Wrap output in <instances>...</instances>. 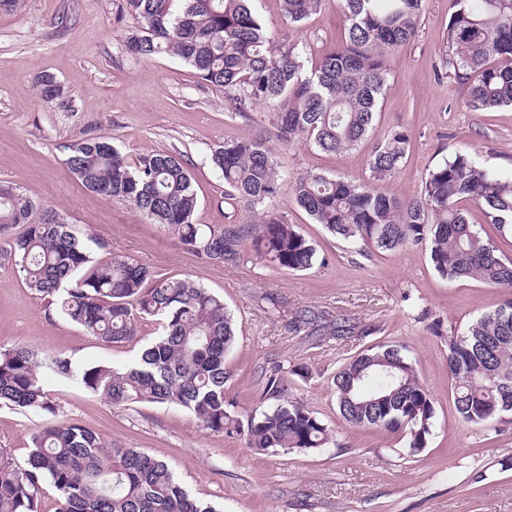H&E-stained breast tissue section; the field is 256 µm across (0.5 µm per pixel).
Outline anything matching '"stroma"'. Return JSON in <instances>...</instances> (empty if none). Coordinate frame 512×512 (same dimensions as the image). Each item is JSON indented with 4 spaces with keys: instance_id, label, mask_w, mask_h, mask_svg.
<instances>
[{
    "instance_id": "35a3bbf8",
    "label": "stroma",
    "mask_w": 512,
    "mask_h": 512,
    "mask_svg": "<svg viewBox=\"0 0 512 512\" xmlns=\"http://www.w3.org/2000/svg\"><path fill=\"white\" fill-rule=\"evenodd\" d=\"M123 0H18L0 12V181L37 205L56 209L112 255L133 258L166 277L192 280L223 298L237 340L224 358L226 398L236 414L264 400L266 374L278 363L294 397L336 432L339 447L313 452L255 454L241 436L205 430L186 409L141 403L115 406L72 380L47 377L59 417L106 442L166 461L190 495L218 512H512V424L492 432L457 413L448 375V338L506 298L502 289L471 279L448 281L425 249L363 257L313 223L282 187L274 207L327 258L306 272L278 268L247 252L224 267L185 250L163 225L128 204L87 190L66 164L68 147L107 136L136 162L145 152L179 153L193 173L199 224L253 221L252 212L224 200V180L209 164L227 139H266L289 177L308 173L369 179L367 159L394 130L410 153L385 189L404 200L420 196L429 171L460 150L484 168L512 172V107L475 112L467 90L443 56L455 0H428L415 37L390 56L388 79L373 125L355 150L332 154L312 143L277 140L266 107L235 115L223 90L205 85L177 58L131 56L136 29ZM257 11L275 38L297 45L306 66L336 50L348 27L342 0H323L303 23H289L280 0H259ZM52 76L63 94L52 104L37 81ZM324 314L345 326L341 337L292 333L300 315ZM158 334L142 321L131 342L106 344L89 336L27 287L0 259V347L29 344L68 356L74 366L133 362ZM404 347L433 401L426 448L409 455L396 433L349 426L340 416L332 378L366 349ZM43 414L0 406V451L22 463Z\"/></svg>"
}]
</instances>
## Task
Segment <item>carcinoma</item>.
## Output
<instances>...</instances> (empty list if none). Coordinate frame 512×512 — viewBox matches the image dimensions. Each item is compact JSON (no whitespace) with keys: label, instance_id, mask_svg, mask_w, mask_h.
<instances>
[{"label":"carcinoma","instance_id":"carcinoma-1","mask_svg":"<svg viewBox=\"0 0 512 512\" xmlns=\"http://www.w3.org/2000/svg\"><path fill=\"white\" fill-rule=\"evenodd\" d=\"M256 2L125 0L139 23L127 49L142 59H180L201 82L224 90L239 116L266 106L283 143L305 140L331 153L356 148L372 126L389 74L388 55L414 37L426 0H343L350 21L345 40L310 69L297 46L272 37ZM281 2L291 23L303 22L322 4ZM456 4L444 51L455 76L467 84V106L484 112L512 105V0ZM39 92L47 104L61 96L49 78L41 80ZM409 149L408 136L395 130L368 157L371 181L305 174L294 179L292 195L313 223L362 251L424 245L440 277L475 279L511 292L512 257L469 223L463 204L480 207L490 224H511L512 173L490 172L458 152L429 172L419 198L402 201L382 183ZM209 161L227 196L247 205L254 222L194 223V178L175 152L150 151L131 166L109 138L85 137L70 145L67 165L88 190L129 204L209 263L237 266L248 247L292 272L325 263L316 244L272 207L284 174L265 139H227ZM17 227L22 232L0 248V257L10 259L28 288L66 319L104 343L133 340L148 317L160 322L163 333L125 369L76 370L69 358L28 344L0 349V404L49 417L32 434L25 463L0 453V512H39L45 480L58 494L57 512H217L192 498L165 461L136 448L108 447L94 432L58 419L43 373L75 379L114 405L184 408L207 430L245 436L259 455L336 444L317 412L288 398V374L298 372L292 365L276 364L266 377V395L275 404L252 409L245 421L228 409L224 357L236 334L223 299L130 258L95 259L77 225L0 182V236ZM448 371L464 422L485 429L512 422V299L448 337ZM333 383L338 411L350 426L401 431L411 455L427 447L433 402L398 347L366 350Z\"/></svg>","mask_w":512,"mask_h":512}]
</instances>
